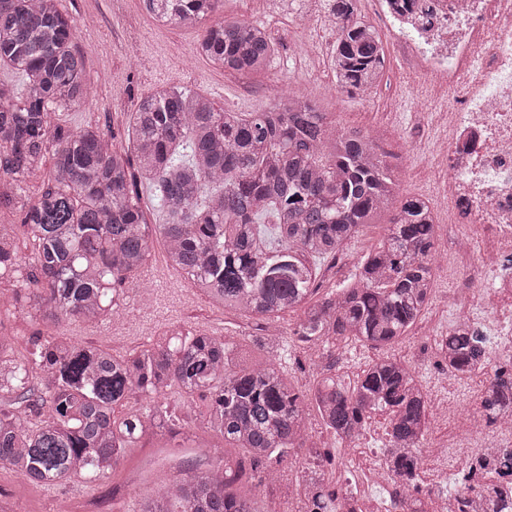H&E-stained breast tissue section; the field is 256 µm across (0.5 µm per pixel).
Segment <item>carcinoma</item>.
<instances>
[{"label": "carcinoma", "instance_id": "cac0c4a2", "mask_svg": "<svg viewBox=\"0 0 512 512\" xmlns=\"http://www.w3.org/2000/svg\"><path fill=\"white\" fill-rule=\"evenodd\" d=\"M142 2L162 26L195 28L221 0H179L170 11L168 0ZM357 2L328 3L340 21L331 67L347 93L372 87L385 60ZM76 27L60 0H0V67L22 80L20 89L0 81V211H25L33 243L31 255L20 256L14 225L0 224V278L33 269L11 295L0 294V308L93 324L118 313L120 287L145 268L151 242L129 159L107 133L62 119L90 97L84 60L73 49ZM197 46L211 63L241 73L268 67L275 53L261 26L224 19L206 26ZM128 136L168 216L156 228L169 257L212 302L267 323L298 311L292 334L327 348H391L421 318L434 282L436 225L424 200L398 197L397 166L375 136L332 123L304 96H281L268 110L243 115L182 87L139 98ZM44 176L46 187L28 204L27 184ZM211 185L219 190L207 191ZM387 211L384 235L354 276L314 298L321 261ZM266 212L275 218L270 227L259 223ZM442 344L455 375L483 370L486 337L450 328ZM31 363L42 372L35 403ZM173 387L186 396L187 416L224 438V464L200 458L139 512H173L174 501L178 512H256L250 495L235 488L243 458L256 465L303 447L311 403L342 441L355 438L368 413L388 412L391 469L414 483L428 403L409 365L380 358L347 385L324 375L307 397L241 346L184 329L125 358L60 334L21 358L14 338L0 333V392L19 407L0 409V469L34 487L107 477L137 439L164 435L178 421L166 398ZM197 395L206 399L202 409L193 406ZM137 397L150 404L148 414L116 416ZM478 403L486 416L511 407L512 373L497 372Z\"/></svg>", "mask_w": 512, "mask_h": 512}]
</instances>
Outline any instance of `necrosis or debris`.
Instances as JSON below:
<instances>
[{
  "mask_svg": "<svg viewBox=\"0 0 512 512\" xmlns=\"http://www.w3.org/2000/svg\"><path fill=\"white\" fill-rule=\"evenodd\" d=\"M377 15L428 86L448 96L441 114L447 133L434 155L448 172L459 230L455 272L478 265L485 272L472 295L456 299L453 319L474 328L512 317V0H375ZM385 413L366 419L345 466L334 479L337 512H405L409 500L388 468L389 444L374 441ZM502 418H473L441 433L421 449L429 460L418 481L421 495L437 491L452 448L468 459L495 461L493 472L474 469L469 480L442 492L445 512H512V470L502 461ZM382 485L387 499L371 489Z\"/></svg>",
  "mask_w": 512,
  "mask_h": 512,
  "instance_id": "4bbe7bcc",
  "label": "necrosis or debris"
}]
</instances>
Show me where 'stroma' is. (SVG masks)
Listing matches in <instances>:
<instances>
[{
	"mask_svg": "<svg viewBox=\"0 0 512 512\" xmlns=\"http://www.w3.org/2000/svg\"><path fill=\"white\" fill-rule=\"evenodd\" d=\"M325 0H223L218 14L228 20L260 26L274 25L275 53L270 66L260 73L225 72L193 54L198 36L194 29L157 26L142 7V0H62L61 8L80 22L73 46L85 62L92 97L87 105L70 109L67 119L74 126H97L112 134V145L132 156L128 139L130 114L137 99L161 87L180 86L208 96L216 107L228 112H261L271 100L288 90L302 91L328 118L354 128L374 130L380 146L394 152L399 172L400 197L431 198L437 210L448 208L441 188L446 170L432 162L435 131L422 110L425 85L413 76L406 59L392 42H385L382 85L376 93H347L334 86L330 56L335 40L316 27L298 25L295 15L305 11L323 14ZM388 215L379 223L364 226L336 257L327 260L320 280L321 292H329L356 271L363 256L384 234ZM455 228L437 227L433 256L436 303L464 295L469 277L448 273ZM150 277L142 287H126L120 317L89 326L83 323L51 324L33 320L22 309L0 314V333L13 337L19 355H28L36 340L51 334L69 336L77 344L93 342L115 355H126L150 345L155 335L180 326L219 336L236 344L251 338L264 340L268 360L284 369L301 391H309L327 372L347 381L381 350L356 343L336 348H306L295 340L290 326L294 315L278 323L269 336L253 318L213 305L193 288L183 271L170 260L162 239L152 235ZM221 437L186 427L177 437L143 439L134 443L125 470L147 472L146 480L129 479L114 487L112 478L93 482L79 479L50 488H29L0 469V491L12 512H59L62 504L95 500L102 512H137L143 497L152 494L177 470L195 467L205 447H220ZM341 451L317 414H309L306 441L292 449L276 468L296 479L314 468L334 473Z\"/></svg>",
	"mask_w": 512,
	"mask_h": 512,
	"instance_id": "stroma-1",
	"label": "stroma"
}]
</instances>
